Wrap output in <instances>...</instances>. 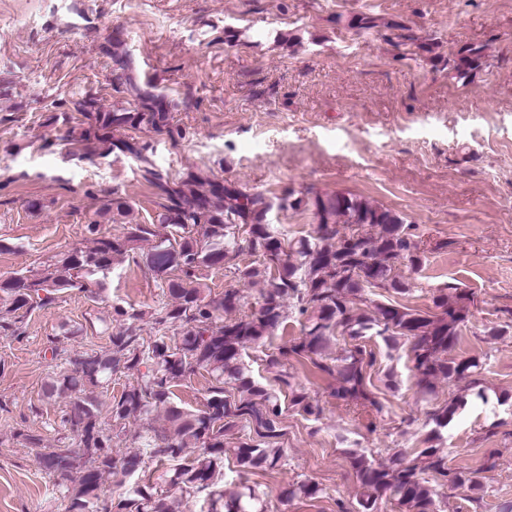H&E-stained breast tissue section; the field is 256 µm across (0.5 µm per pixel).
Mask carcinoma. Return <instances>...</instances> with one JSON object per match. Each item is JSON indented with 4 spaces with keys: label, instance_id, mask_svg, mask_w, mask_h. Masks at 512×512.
Segmentation results:
<instances>
[{
    "label": "carcinoma",
    "instance_id": "cac0c4a2",
    "mask_svg": "<svg viewBox=\"0 0 512 512\" xmlns=\"http://www.w3.org/2000/svg\"><path fill=\"white\" fill-rule=\"evenodd\" d=\"M379 27L405 29L372 15L353 24L358 31ZM119 47V38L109 35L100 52L110 58L117 80L125 86L126 100L109 108L91 95L73 101L72 111L87 120L78 141L94 145L101 155H130L144 163L143 179L167 199L158 224L128 221L131 206L124 198L114 197L97 212L98 219L87 225L93 246L72 248L33 274L0 279L3 337L22 335L18 323L26 315L52 304L60 294L84 290L91 281L106 277L119 258L138 259L164 281L169 293L170 301L152 315L160 335L148 341L141 338L128 321L142 314L116 305L108 349L69 358L67 370L46 385L47 397L67 402L63 423L73 442L61 439L50 448L39 432L17 434L24 447L35 451L43 471L65 476L68 512H92L106 476L119 487L133 478L136 482L105 512H174L169 488L183 493L210 490L211 512L220 508L257 512L254 489L245 486L226 496L212 487L228 454L245 468L273 469L281 459L275 444L283 436L282 405L245 371L242 357L246 348L285 326L291 307L304 318L302 336L281 351V358H292L310 366L316 375L334 378L330 395L346 405L355 402L381 410L371 390L376 354L362 343L368 336L381 338L388 347L401 339L410 342L412 368L423 391H434L439 382L459 386L460 394L430 414L435 427H447L467 397L486 400L480 361L451 355L469 321L471 295L448 282L434 290L432 307L426 310L398 300L409 288L397 265L404 263L415 270L424 265L423 251L403 218L352 193L290 190L281 198L280 208L311 212L313 230L285 241L272 230L269 214L274 205L265 193L247 192L193 172L173 181L154 168L144 154L147 146L133 137L141 130L174 136L171 104L156 86L138 80L136 59ZM486 63V48L469 44L455 54L452 70L466 77ZM120 131L129 135L115 136ZM105 217L126 220L124 232L100 233V219ZM159 224L168 233L160 234ZM241 233L245 247L240 245ZM245 250L254 259L242 264L240 255ZM213 268H224L240 281H265L257 306L242 310L244 296L236 288L224 290L218 299L207 298L203 280L205 271ZM377 289L392 297L374 303L367 312L363 306ZM169 330L173 331L170 336ZM338 336L348 337L350 346L335 356L331 345ZM197 369L212 378L203 407L175 404L173 384ZM134 372V382L108 402L98 401L96 389L109 386L118 373ZM281 383L288 387L291 407L300 415L306 419L322 415L318 400L288 379ZM158 409L164 412V425L127 429L130 419L143 420ZM105 416L110 419L108 428ZM243 421L253 427L258 440L226 447L224 432ZM116 439L129 443L119 458L112 454ZM190 445L199 448L200 454L187 464L182 458ZM146 453L165 469L161 476L165 487L138 478ZM347 454L363 489L358 512H378L382 501L394 503L399 512H434L438 487L481 488L474 473L448 468L442 448H423L411 458L396 453L386 463L355 450ZM425 472L438 483L422 477ZM320 492L319 485L308 480L289 485L280 496L288 502L315 499Z\"/></svg>",
    "mask_w": 512,
    "mask_h": 512
}]
</instances>
